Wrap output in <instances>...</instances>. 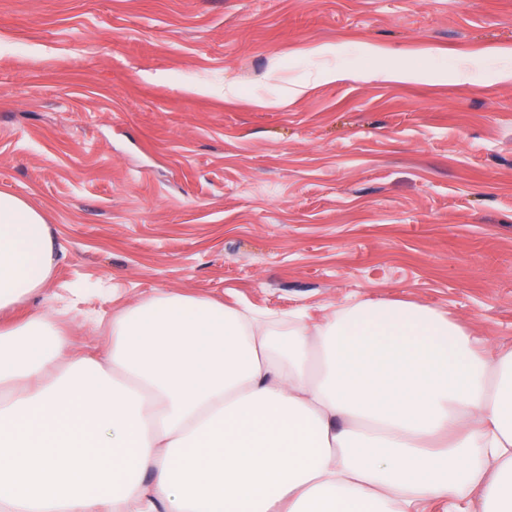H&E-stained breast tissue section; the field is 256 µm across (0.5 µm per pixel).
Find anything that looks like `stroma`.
Here are the masks:
<instances>
[{"instance_id":"35a3bbf8","label":"stroma","mask_w":512,"mask_h":512,"mask_svg":"<svg viewBox=\"0 0 512 512\" xmlns=\"http://www.w3.org/2000/svg\"><path fill=\"white\" fill-rule=\"evenodd\" d=\"M509 69L512 0H0V192L58 246L26 314L91 350L160 291L357 296L511 348Z\"/></svg>"}]
</instances>
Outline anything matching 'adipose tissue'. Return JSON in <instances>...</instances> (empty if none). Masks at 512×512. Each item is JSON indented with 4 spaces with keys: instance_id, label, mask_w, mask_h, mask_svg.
Wrapping results in <instances>:
<instances>
[{
    "instance_id": "adipose-tissue-1",
    "label": "adipose tissue",
    "mask_w": 512,
    "mask_h": 512,
    "mask_svg": "<svg viewBox=\"0 0 512 512\" xmlns=\"http://www.w3.org/2000/svg\"><path fill=\"white\" fill-rule=\"evenodd\" d=\"M44 215L0 193V315L43 295ZM512 512V348L353 297L281 321L158 292L103 359L0 325V512Z\"/></svg>"
}]
</instances>
